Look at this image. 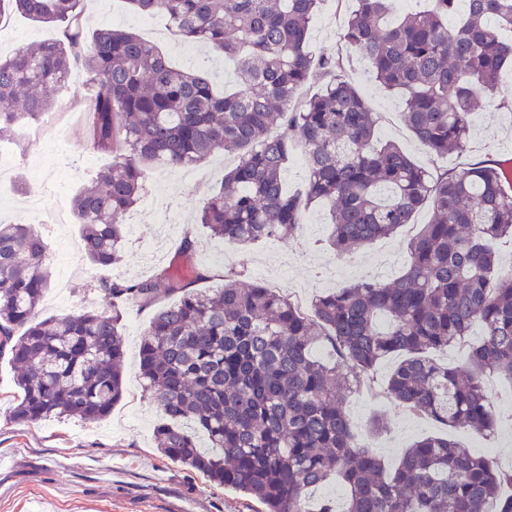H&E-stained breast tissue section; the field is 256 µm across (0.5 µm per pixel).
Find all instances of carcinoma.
<instances>
[{
	"label": "carcinoma",
	"mask_w": 512,
	"mask_h": 512,
	"mask_svg": "<svg viewBox=\"0 0 512 512\" xmlns=\"http://www.w3.org/2000/svg\"><path fill=\"white\" fill-rule=\"evenodd\" d=\"M87 0H0L58 37L0 58V138L48 108L74 69L87 75L88 142L112 154L73 199L82 249L95 266L122 260L123 217L140 203L145 170L184 168L215 154L236 162L203 199L198 223L213 239L248 246L286 240L314 203L329 208L330 246L350 254L431 209L409 243L405 272L390 284L361 281L316 296H289L247 282L244 270L213 275L195 262L184 233L182 267L137 280H100L106 308L37 318L49 287L46 246L29 224H0V356L17 369L11 418L104 420L123 397L124 307L174 302L144 331L140 371L164 420L155 428L167 459L254 497L265 512H336L308 492L330 477L347 491L343 512H512V469L447 436L415 441L389 471L346 413L350 393L371 387L378 365L399 354L387 393L408 412L487 438L497 428L484 376L512 378V265L495 243L512 239V186L495 164L433 172L400 146L374 143L379 122L344 76V57H314L309 25L325 0H128L186 41L234 64L235 89L176 69L139 34L102 26L87 34ZM342 40L375 81L400 95L415 140L435 157L468 150L473 117L496 99L512 65V0H354ZM320 83L305 99L298 91ZM303 189L283 172L297 152ZM218 278L216 290L194 288ZM482 341L466 346L475 326ZM332 349L322 362L314 348ZM468 347L464 363L432 353ZM192 422L209 448L181 428Z\"/></svg>",
	"instance_id": "obj_1"
}]
</instances>
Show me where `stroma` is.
Segmentation results:
<instances>
[{"label": "stroma", "mask_w": 512, "mask_h": 512, "mask_svg": "<svg viewBox=\"0 0 512 512\" xmlns=\"http://www.w3.org/2000/svg\"><path fill=\"white\" fill-rule=\"evenodd\" d=\"M351 8L350 0L340 5L325 0L310 26L308 46L313 55L340 54ZM103 25L137 32L179 67H197L205 53L199 45L175 36L162 20H150L132 10L126 0H90L87 31ZM55 35L52 25L9 15L0 20V54ZM348 76L380 115L378 139L398 144L421 164L457 168L480 159L501 162L512 153V113L502 110L494 115L485 107L474 116L473 152L430 160L402 120L400 98L379 87L362 62H352ZM84 81L82 71H72L53 93L46 112L19 127L14 139L0 140V149L15 156L6 191L0 195V215L34 225L48 245L50 286L39 306L43 317L103 309L105 300L94 282L115 277L134 280L177 262L184 232L198 228L199 201L233 163L232 157L220 155L190 168H149L142 201L123 218V262L110 267L91 265L80 248L74 218L61 224L55 216L58 192L73 195L112 162L111 155L94 150L85 137L82 115L88 101L76 95ZM34 196L43 202L35 216L29 211ZM428 220V210H420L411 224L392 236L342 256L327 243L325 209L314 205L289 240L242 247L205 237L196 260L223 271L247 269L251 281L279 289L307 308L328 289L360 279L389 283L401 276L408 260L407 245ZM153 314L150 308L127 307L121 329L126 348L124 397L109 418L97 423H13L10 412L19 391L8 358H0V457L7 461L0 469V512H260L255 499L210 482L157 451L154 427L161 413L139 375V346ZM395 363L392 357L384 360L372 388L352 394L346 404L356 427H364L374 414L384 419L386 427L373 447L386 464H394L401 451L421 437L445 432L461 447L488 453L502 466L512 465L511 381L495 374L485 379L499 415L494 437L485 439L465 428L443 430L398 407L386 392V378Z\"/></svg>", "instance_id": "stroma-1"}]
</instances>
